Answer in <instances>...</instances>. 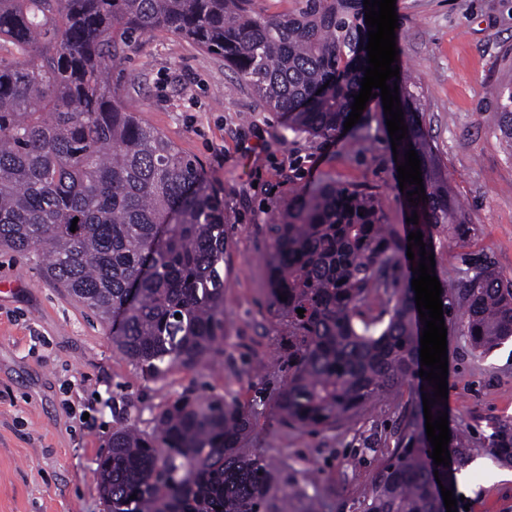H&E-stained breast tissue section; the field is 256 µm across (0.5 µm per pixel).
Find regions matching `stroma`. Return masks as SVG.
<instances>
[{"instance_id": "obj_1", "label": "stroma", "mask_w": 512, "mask_h": 512, "mask_svg": "<svg viewBox=\"0 0 512 512\" xmlns=\"http://www.w3.org/2000/svg\"><path fill=\"white\" fill-rule=\"evenodd\" d=\"M399 57L416 80L422 122L469 222L436 236L440 278L476 260L512 280V154L501 144L498 90L512 86V0H396ZM140 119L204 169L224 195V354L203 369L141 374L112 332L38 256L0 250V512H105L97 460L116 429L150 430L183 393L235 399L249 414L246 446L275 467L295 512H364L401 420L419 393L368 403L350 423L312 432L285 424L276 394L281 327L267 305V226L293 196L333 181L375 195L384 223L406 234L408 210L382 109L370 102L350 130L324 139L288 130L224 61L165 32L142 37L125 64ZM448 427L473 453L451 461L469 512H512V463L485 452L512 423V339L475 352L448 325Z\"/></svg>"}]
</instances>
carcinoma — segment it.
Returning a JSON list of instances; mask_svg holds the SVG:
<instances>
[{
    "label": "carcinoma",
    "mask_w": 512,
    "mask_h": 512,
    "mask_svg": "<svg viewBox=\"0 0 512 512\" xmlns=\"http://www.w3.org/2000/svg\"><path fill=\"white\" fill-rule=\"evenodd\" d=\"M248 2L0 0V43L13 47L0 57V249L41 254L45 280L112 326V348L149 377L206 367L224 350V197L135 115L129 49L156 30L189 39L224 59L268 111L287 115L289 130L322 137L344 129L368 66L363 0H296L276 15ZM387 84L399 86L408 127L400 161L409 149L421 160L426 199L411 211L430 253L438 229L467 216L419 122L409 74ZM499 95L512 150V87ZM269 233L285 423L334 428L412 386L424 325L398 273L407 246L373 195L322 183L289 199ZM441 288L443 316L457 311L475 351L512 338V280L477 265ZM381 296L390 307L367 315ZM248 428L237 402L184 393L151 431H113L98 463L106 512H288L272 464L245 447ZM432 451L408 414L365 512H445L439 485L451 490L454 479ZM492 452L512 461L511 425L498 426Z\"/></svg>",
    "instance_id": "1"
}]
</instances>
